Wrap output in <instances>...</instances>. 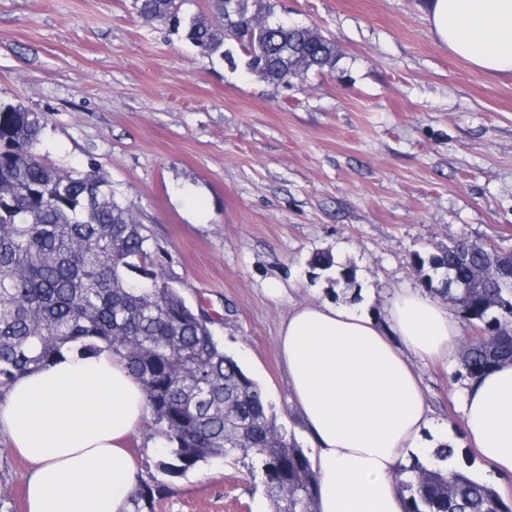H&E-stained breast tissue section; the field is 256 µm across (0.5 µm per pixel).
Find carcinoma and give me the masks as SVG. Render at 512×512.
Returning a JSON list of instances; mask_svg holds the SVG:
<instances>
[{
	"label": "carcinoma",
	"instance_id": "cac0c4a2",
	"mask_svg": "<svg viewBox=\"0 0 512 512\" xmlns=\"http://www.w3.org/2000/svg\"><path fill=\"white\" fill-rule=\"evenodd\" d=\"M182 0H135L139 15L167 23ZM263 0H224L191 17L185 38L205 56L227 57L235 42L249 70L280 85L302 71L334 65L336 46L309 26H269ZM38 113L0 101V384L48 365L65 345L91 355L107 348L142 384L153 436L167 441L156 471L178 477L209 458L256 457L275 512H315L309 457L270 416L265 394L224 353L200 313L156 271L142 224L94 172L46 164ZM474 329L461 366L475 380L512 363V249L460 239L424 258ZM446 445L402 466L405 512H512V501L471 472ZM166 485L139 479L132 512H154Z\"/></svg>",
	"mask_w": 512,
	"mask_h": 512
}]
</instances>
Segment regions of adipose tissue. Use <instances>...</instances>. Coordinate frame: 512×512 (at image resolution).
Listing matches in <instances>:
<instances>
[{
    "mask_svg": "<svg viewBox=\"0 0 512 512\" xmlns=\"http://www.w3.org/2000/svg\"><path fill=\"white\" fill-rule=\"evenodd\" d=\"M437 42L512 77V0H424ZM458 336L424 293H394L386 320L345 305L302 304L278 335L290 399L312 443L317 512H404L397 476L429 424L412 358H447ZM149 411L141 383L110 351H63L18 376L0 435L31 465L28 512H129L138 465L126 444ZM461 428L479 458L512 477V364L469 382Z\"/></svg>",
    "mask_w": 512,
    "mask_h": 512,
    "instance_id": "1",
    "label": "adipose tissue"
}]
</instances>
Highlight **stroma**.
Returning a JSON list of instances; mask_svg holds the SVG:
<instances>
[{"label": "stroma", "instance_id": "stroma-1", "mask_svg": "<svg viewBox=\"0 0 512 512\" xmlns=\"http://www.w3.org/2000/svg\"><path fill=\"white\" fill-rule=\"evenodd\" d=\"M266 2L333 41L335 66L276 87L234 42L232 59L204 57L133 0H0V100L43 116L48 164L111 183L157 268L307 451L282 321L299 303L359 300L380 319L397 289L429 291L415 255L462 238L512 247V78L442 48L423 0ZM414 369L426 437L445 426L468 455L458 350ZM29 471L1 437L12 512H27ZM168 486L156 512L272 509L261 472L239 459H208Z\"/></svg>", "mask_w": 512, "mask_h": 512}]
</instances>
